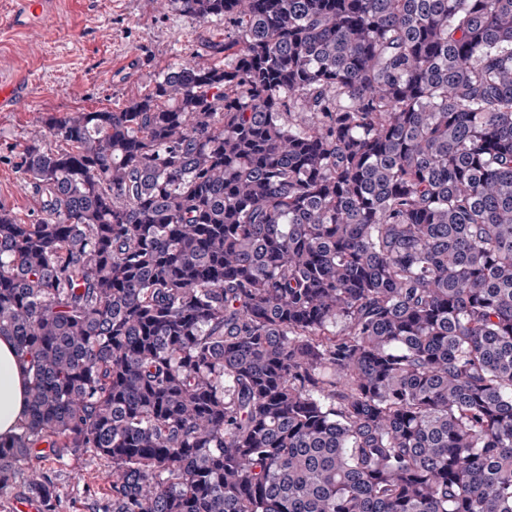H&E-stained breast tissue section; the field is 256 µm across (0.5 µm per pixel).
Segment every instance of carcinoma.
Listing matches in <instances>:
<instances>
[{
    "instance_id": "carcinoma-1",
    "label": "carcinoma",
    "mask_w": 512,
    "mask_h": 512,
    "mask_svg": "<svg viewBox=\"0 0 512 512\" xmlns=\"http://www.w3.org/2000/svg\"><path fill=\"white\" fill-rule=\"evenodd\" d=\"M176 63L26 142L0 495L94 512H512V0H169ZM28 375L11 336H0V436L18 432L28 414ZM57 512H91L90 490L101 496L109 489L111 467L104 461L88 457H69L54 464Z\"/></svg>"
}]
</instances>
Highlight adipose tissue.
I'll list each match as a JSON object with an SVG mask.
<instances>
[{
    "mask_svg": "<svg viewBox=\"0 0 512 512\" xmlns=\"http://www.w3.org/2000/svg\"><path fill=\"white\" fill-rule=\"evenodd\" d=\"M28 375L9 336H0V436L14 435L28 414Z\"/></svg>",
    "mask_w": 512,
    "mask_h": 512,
    "instance_id": "ef3b65f1",
    "label": "adipose tissue"
}]
</instances>
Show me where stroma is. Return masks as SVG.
<instances>
[{"label": "stroma", "mask_w": 512, "mask_h": 512, "mask_svg": "<svg viewBox=\"0 0 512 512\" xmlns=\"http://www.w3.org/2000/svg\"><path fill=\"white\" fill-rule=\"evenodd\" d=\"M10 0H0V78L27 76L32 106L0 112V205L19 219L41 206L16 168L17 155L53 117L116 108L153 88L180 60L215 62L222 18L199 20L164 0H55L52 20L16 31L5 27ZM57 512H92V493H106L111 468L88 457L55 464Z\"/></svg>", "instance_id": "35a3bbf8"}]
</instances>
